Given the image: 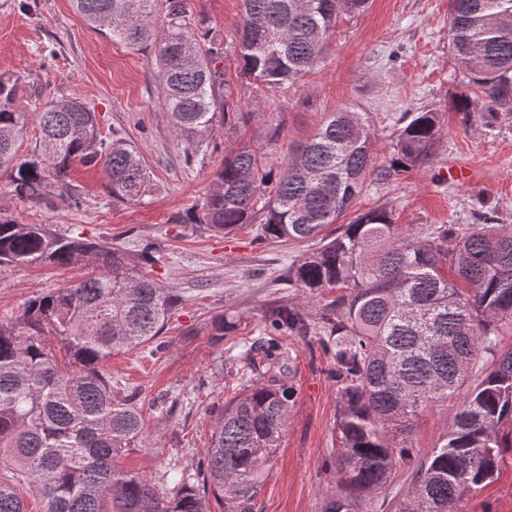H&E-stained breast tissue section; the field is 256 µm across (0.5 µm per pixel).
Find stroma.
<instances>
[{
    "label": "stroma",
    "instance_id": "obj_1",
    "mask_svg": "<svg viewBox=\"0 0 512 512\" xmlns=\"http://www.w3.org/2000/svg\"><path fill=\"white\" fill-rule=\"evenodd\" d=\"M193 12L225 42L242 21V0H191ZM449 0H369L343 18L322 62L298 82L271 88L241 77L234 52L216 63L232 86V104L245 122L216 120L205 159H189L151 78L152 49L131 50L105 30L88 25L70 0H0V73L24 76L19 101L37 104L78 95L97 115L100 136L120 133L150 172L144 200L112 201L101 168L73 164L81 204L39 208L0 191V216L50 224L93 242H109L137 258L150 251L152 278L178 298L163 333L147 346L113 355V380L140 390L150 432L147 447L122 459L123 467L158 475L195 472L211 441L216 412L233 394L236 377L224 358L260 336L270 311L300 298L288 285V266L303 244L264 239L262 212L250 224L215 233L175 218L210 187L225 154L241 145H274L278 161L306 141L326 113L351 107L368 113L378 158L385 159L409 112L442 114L441 135L426 164L385 183H367L350 210L392 211L397 224L426 232L436 224H512V111L493 127L480 111L488 98L472 86L448 46ZM469 96L477 112L453 111ZM81 270L47 265L0 266V321L14 319L32 296L63 288ZM308 312L321 298H300ZM234 324L214 335L218 318ZM295 404L276 456L254 499L253 512H324L342 489L336 471V383L329 354L314 336H292ZM460 410L458 400L423 412L412 436V461H399L389 483L369 495L360 512H399L413 462L440 446ZM203 486V477L194 479ZM460 512H512V448L499 474L461 501Z\"/></svg>",
    "mask_w": 512,
    "mask_h": 512
}]
</instances>
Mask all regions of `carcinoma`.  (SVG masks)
Segmentation results:
<instances>
[{
	"mask_svg": "<svg viewBox=\"0 0 512 512\" xmlns=\"http://www.w3.org/2000/svg\"><path fill=\"white\" fill-rule=\"evenodd\" d=\"M92 26L129 48L150 46L152 76L185 141L187 158L206 155L205 137L218 111L230 124L231 86L216 69L224 41L200 35L203 20L189 0H72ZM368 0H243L233 48L241 75L267 85L296 81L313 70L330 32ZM448 43L459 67L495 106H512V0H450ZM20 78L0 74V178L8 193L38 207L53 197L80 202L70 180L75 160L102 165L116 202L147 192L149 173L134 148L100 138L95 112L77 96L28 110L18 103ZM41 135L25 156L18 142L30 120ZM440 135L431 110L401 128L389 160L377 163L367 113L341 107L325 119L284 165L274 150L244 146L224 157L211 188L176 217L223 233L252 223L263 202L265 238L322 244L288 267V285L304 297L323 296L321 313L281 305L269 332L317 336L331 354L336 382V465L344 492L324 512H357L361 500L390 479L396 460L411 458L419 415L451 398L461 409L444 442L420 462L400 512H459V503L497 473L512 447V225L437 224L424 234L395 224L385 208L359 214L327 235L362 194L367 180L388 182L426 163ZM110 243L56 233L47 224L0 218V266L53 265L86 274L66 288L29 300L0 322V512H26L27 486L48 512H208L181 470L156 479L119 467L149 431L138 394L112 380L103 363L152 342L175 297ZM269 342L258 380L251 344L234 357V395L217 414L199 462L222 512H252L265 466L281 448L296 389L284 357Z\"/></svg>",
	"mask_w": 512,
	"mask_h": 512,
	"instance_id": "cac0c4a2",
	"label": "carcinoma"
}]
</instances>
